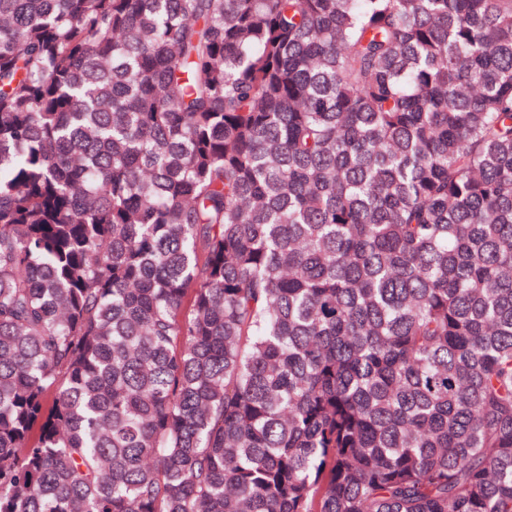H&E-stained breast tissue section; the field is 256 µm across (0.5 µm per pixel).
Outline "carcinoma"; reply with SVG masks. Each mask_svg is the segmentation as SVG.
I'll use <instances>...</instances> for the list:
<instances>
[{"label":"carcinoma","mask_w":512,"mask_h":512,"mask_svg":"<svg viewBox=\"0 0 512 512\" xmlns=\"http://www.w3.org/2000/svg\"><path fill=\"white\" fill-rule=\"evenodd\" d=\"M0 512H512V0H0Z\"/></svg>","instance_id":"1"}]
</instances>
